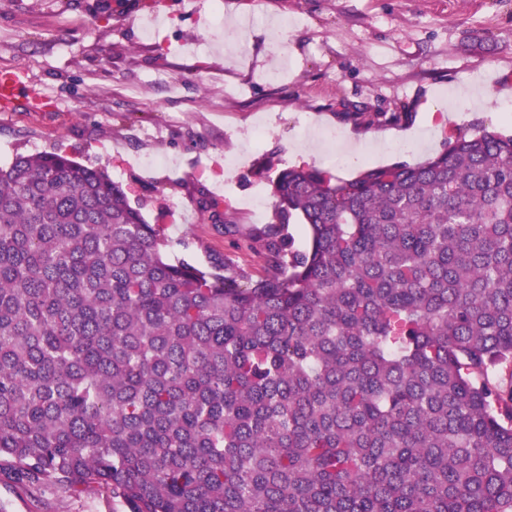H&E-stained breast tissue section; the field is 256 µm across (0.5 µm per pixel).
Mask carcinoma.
<instances>
[{"label":"carcinoma","instance_id":"1","mask_svg":"<svg viewBox=\"0 0 512 512\" xmlns=\"http://www.w3.org/2000/svg\"><path fill=\"white\" fill-rule=\"evenodd\" d=\"M272 196L241 285L99 168L0 167V461L133 512H512V135Z\"/></svg>","mask_w":512,"mask_h":512}]
</instances>
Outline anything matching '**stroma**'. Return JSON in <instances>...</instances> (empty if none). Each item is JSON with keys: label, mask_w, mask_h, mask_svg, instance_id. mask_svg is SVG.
Masks as SVG:
<instances>
[{"label": "stroma", "mask_w": 512, "mask_h": 512, "mask_svg": "<svg viewBox=\"0 0 512 512\" xmlns=\"http://www.w3.org/2000/svg\"><path fill=\"white\" fill-rule=\"evenodd\" d=\"M2 70L27 84L0 104L1 167L48 151L105 168L173 255L203 268L221 257L256 279L265 264L245 232L275 211L256 218L241 202L270 196L281 169L351 179L422 163L464 127L512 133V0H0ZM461 92L475 104L448 111ZM391 132L408 145L384 144ZM329 134L359 140L358 158L329 159ZM147 155L169 163L144 168ZM204 196L239 233L204 219ZM0 512L132 507L102 488L34 489L4 466Z\"/></svg>", "instance_id": "35a3bbf8"}]
</instances>
